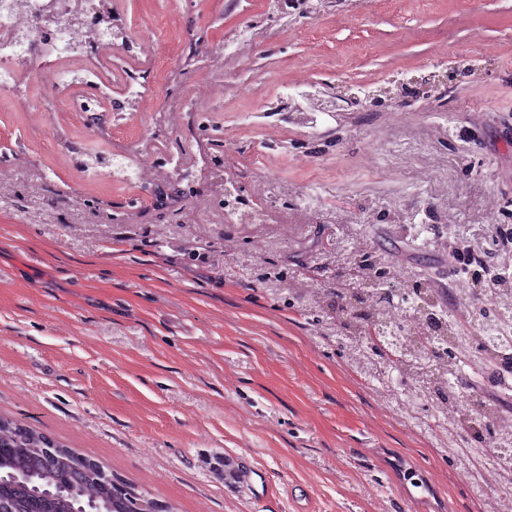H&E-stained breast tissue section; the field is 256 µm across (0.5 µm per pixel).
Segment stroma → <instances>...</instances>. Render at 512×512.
I'll list each match as a JSON object with an SVG mask.
<instances>
[{
    "label": "stroma",
    "mask_w": 512,
    "mask_h": 512,
    "mask_svg": "<svg viewBox=\"0 0 512 512\" xmlns=\"http://www.w3.org/2000/svg\"><path fill=\"white\" fill-rule=\"evenodd\" d=\"M127 36L100 68L105 106L141 70L149 107L87 129L66 110L30 112L34 70L0 89V414L75 448L175 512H486L512 484L459 466L432 390L364 372L335 317L306 310L300 285L369 252L400 278L455 288V234L487 270L512 237V0H342L282 16L266 0H112ZM253 51L230 49L240 31ZM455 71L451 85L374 107L343 103L317 126L283 125L258 96L302 82L340 95ZM156 124L160 136H145ZM224 141L203 156V125ZM281 125L269 144L268 125ZM140 143L190 165L194 194L159 210L145 193L91 177L77 153ZM284 224H228L219 169ZM196 213L182 223L183 213ZM288 272L256 278L262 263ZM248 470L225 486L207 461Z\"/></svg>",
    "instance_id": "stroma-1"
}]
</instances>
